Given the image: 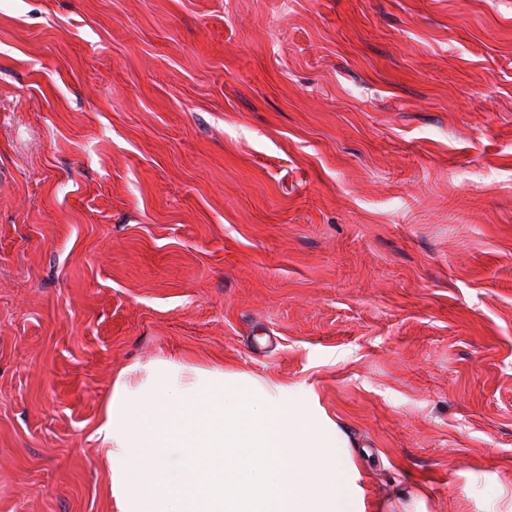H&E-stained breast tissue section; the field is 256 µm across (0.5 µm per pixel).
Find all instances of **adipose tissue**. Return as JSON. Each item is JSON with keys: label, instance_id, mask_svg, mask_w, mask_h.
<instances>
[{"label": "adipose tissue", "instance_id": "ef3b65f1", "mask_svg": "<svg viewBox=\"0 0 512 512\" xmlns=\"http://www.w3.org/2000/svg\"><path fill=\"white\" fill-rule=\"evenodd\" d=\"M141 370L114 379L96 430L118 512H366L357 442L311 389L173 358Z\"/></svg>", "mask_w": 512, "mask_h": 512}]
</instances>
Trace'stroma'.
<instances>
[{"label": "stroma", "instance_id": "35a3bbf8", "mask_svg": "<svg viewBox=\"0 0 512 512\" xmlns=\"http://www.w3.org/2000/svg\"><path fill=\"white\" fill-rule=\"evenodd\" d=\"M165 358L313 387L367 512H512V0H0V512H117Z\"/></svg>", "mask_w": 512, "mask_h": 512}]
</instances>
